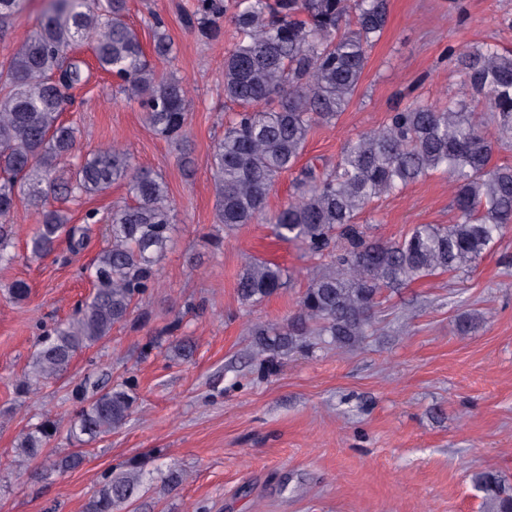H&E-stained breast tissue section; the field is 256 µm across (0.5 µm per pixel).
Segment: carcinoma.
<instances>
[{"instance_id": "carcinoma-1", "label": "carcinoma", "mask_w": 512, "mask_h": 512, "mask_svg": "<svg viewBox=\"0 0 512 512\" xmlns=\"http://www.w3.org/2000/svg\"><path fill=\"white\" fill-rule=\"evenodd\" d=\"M27 0H0V30ZM126 0H57L36 33L0 73V264L13 259L11 217L20 196L41 206L30 238L38 257L61 240L81 252L88 227L68 223L54 201H77L121 182L128 202L106 216L107 245L88 269L92 292L74 314L42 335L31 378L56 379L78 351L109 337L129 321L152 288L171 240L172 205L165 179L134 163L117 147L77 152L78 130L61 120L71 105L62 87L87 81L88 65L75 50L89 42L102 71L137 100L150 127L180 142L186 135V90L181 79L157 72L139 35L126 20ZM224 14L237 41L224 59V100L239 107L212 146L209 168L216 222L229 234L243 224H269L280 239L324 262L313 268L296 309L278 325L251 331L260 364L320 341L351 347L368 336L383 292L448 271L469 273L512 226V166L491 164L497 149H512V50L484 43L448 54L462 73L470 99L414 101L391 112L380 128L349 140L336 162L301 168L287 204L268 198L281 174L293 170L314 127L330 123L349 105L389 16L388 0H199V25ZM153 51L166 56L171 41L155 19ZM489 112L497 137H488L476 107ZM448 173L455 220L416 224L401 240L369 238L358 219L369 204L401 192L432 172ZM287 274L268 261L248 262L237 280L241 303L255 306L276 294ZM167 351L193 353L175 337ZM69 435L93 440L120 428L136 403L131 378L109 388L84 382ZM58 431L51 418L30 428L18 451L37 457ZM148 461L134 459L103 475L84 512H120L140 492ZM472 483L484 512H512V487L496 471H478Z\"/></svg>"}]
</instances>
